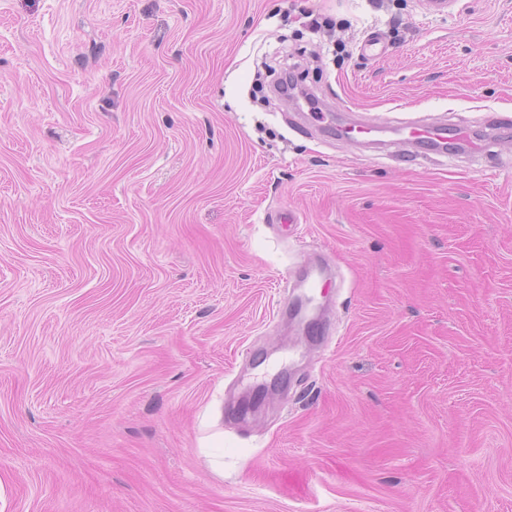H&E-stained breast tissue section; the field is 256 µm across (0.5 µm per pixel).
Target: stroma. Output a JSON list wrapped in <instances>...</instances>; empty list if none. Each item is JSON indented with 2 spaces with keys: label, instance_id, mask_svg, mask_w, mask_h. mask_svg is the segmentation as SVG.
<instances>
[{
  "label": "stroma",
  "instance_id": "stroma-1",
  "mask_svg": "<svg viewBox=\"0 0 512 512\" xmlns=\"http://www.w3.org/2000/svg\"><path fill=\"white\" fill-rule=\"evenodd\" d=\"M0 512H512V0H0Z\"/></svg>",
  "mask_w": 512,
  "mask_h": 512
}]
</instances>
